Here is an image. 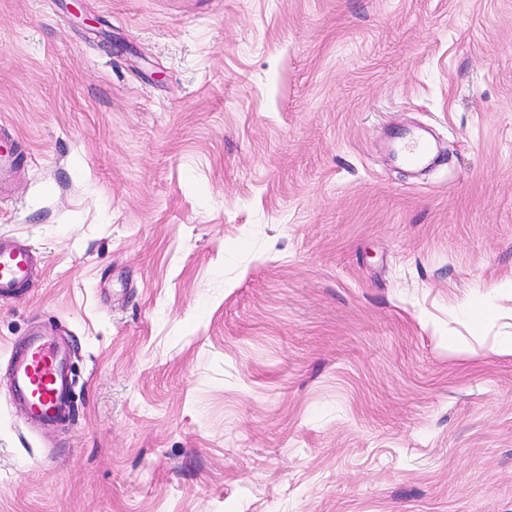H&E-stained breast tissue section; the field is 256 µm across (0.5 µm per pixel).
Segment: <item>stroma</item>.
Returning a JSON list of instances; mask_svg holds the SVG:
<instances>
[{
    "label": "stroma",
    "mask_w": 512,
    "mask_h": 512,
    "mask_svg": "<svg viewBox=\"0 0 512 512\" xmlns=\"http://www.w3.org/2000/svg\"><path fill=\"white\" fill-rule=\"evenodd\" d=\"M2 128L0 512H512V0H0ZM401 160L411 167H422L431 160L432 148L429 141L415 132H407L404 139L396 144ZM31 250L18 242L0 240V299H11L19 285L30 275ZM13 395L23 400L31 417L52 423L73 415V381L68 356L45 337L30 339L26 354L15 361Z\"/></svg>",
    "instance_id": "1"
}]
</instances>
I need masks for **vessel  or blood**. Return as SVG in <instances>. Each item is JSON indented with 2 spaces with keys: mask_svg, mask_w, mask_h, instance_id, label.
Wrapping results in <instances>:
<instances>
[{
  "mask_svg": "<svg viewBox=\"0 0 512 512\" xmlns=\"http://www.w3.org/2000/svg\"><path fill=\"white\" fill-rule=\"evenodd\" d=\"M396 152L405 164L416 168L430 162L432 148L425 137L410 132L397 143ZM32 265L33 254L27 246L0 240V299L14 297ZM11 390L25 402L30 416L43 422L52 423L74 413L68 356L48 338L30 339L26 354L14 363Z\"/></svg>",
  "mask_w": 512,
  "mask_h": 512,
  "instance_id": "vessel-or-blood-1",
  "label": "vessel or blood"
}]
</instances>
